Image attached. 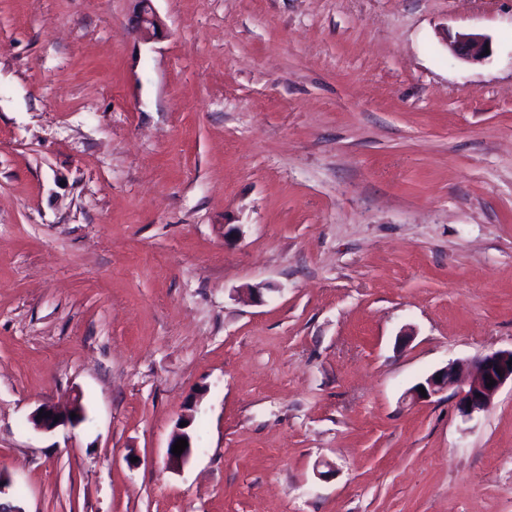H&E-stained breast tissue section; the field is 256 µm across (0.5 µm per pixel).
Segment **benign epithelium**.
<instances>
[{
  "label": "benign epithelium",
  "mask_w": 512,
  "mask_h": 512,
  "mask_svg": "<svg viewBox=\"0 0 512 512\" xmlns=\"http://www.w3.org/2000/svg\"><path fill=\"white\" fill-rule=\"evenodd\" d=\"M135 10L133 15V31L142 39L148 40L157 35L161 30L162 22L151 6V0H134ZM490 47L489 39L479 33H460L454 40L448 43L452 54L461 60L478 64L489 58L485 54ZM495 381V385L489 387V381ZM512 383V349L499 350L478 356L471 360L453 361L442 369H439L426 377L424 381L416 384L409 391L412 400L418 401L423 397L437 396L448 390L452 384L459 385L456 396V408L465 419H471L474 415L486 411L492 404L498 391L506 384ZM424 388L426 395H421L418 388ZM45 412L39 416V412ZM83 407L80 400H75L66 411L60 410L53 404L43 403L34 411L30 420L35 429L40 431H52L65 423L75 424L80 421ZM179 439H185L189 446L180 455L172 453L173 445ZM191 436L184 428H177L167 446V465L171 468L183 466L191 457Z\"/></svg>",
  "instance_id": "obj_1"
}]
</instances>
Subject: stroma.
<instances>
[{
    "instance_id": "stroma-1",
    "label": "stroma",
    "mask_w": 512,
    "mask_h": 512,
    "mask_svg": "<svg viewBox=\"0 0 512 512\" xmlns=\"http://www.w3.org/2000/svg\"><path fill=\"white\" fill-rule=\"evenodd\" d=\"M133 7L0 0V497L512 512V387L408 396L512 349V0ZM135 10L133 15V31L144 40L157 35L161 30L162 22L151 6V0H133ZM447 45L454 56L470 64L482 63L490 56L489 39L483 34L459 33ZM486 48L489 54H485ZM511 350H499L478 356L471 360L453 361L439 369L412 387L408 393L412 401L426 400L448 390V386L459 384L456 396V408L465 419H472L474 415L486 411L492 404L498 391L508 382L512 385ZM501 370V374L496 372ZM489 375V379H486ZM490 380L495 385L486 387ZM423 387L427 398L418 391ZM471 401L470 407H467ZM40 409H43L42 418L37 419ZM46 412H51L50 416H45ZM71 412H75L76 417H71ZM83 407L80 400H75L73 405L64 412L53 404L42 403L36 410L31 414L30 420L33 423L35 429L40 431H52L56 427L65 423L75 424L78 423L82 417ZM55 416H59V420L54 422ZM184 427L177 428L176 433L171 437L168 446H167V465L171 468H179L183 466L191 457L192 454V439L191 436L184 431V429L188 426L189 420H183ZM178 439H186L188 442V446L182 452L181 455H174L172 453L173 445L177 442Z\"/></svg>"
}]
</instances>
